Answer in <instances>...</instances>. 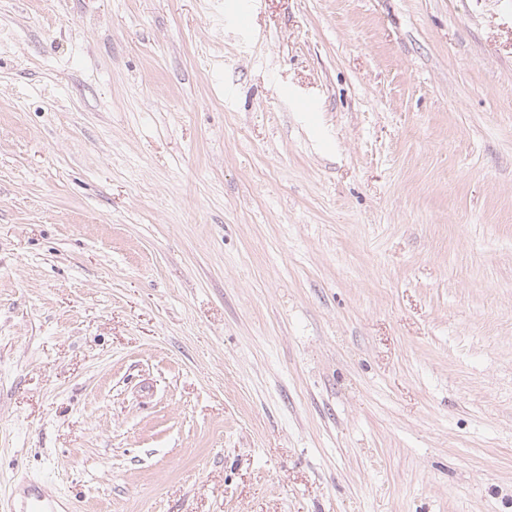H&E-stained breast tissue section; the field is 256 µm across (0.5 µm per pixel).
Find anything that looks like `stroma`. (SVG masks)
Segmentation results:
<instances>
[{"instance_id":"stroma-1","label":"stroma","mask_w":512,"mask_h":512,"mask_svg":"<svg viewBox=\"0 0 512 512\" xmlns=\"http://www.w3.org/2000/svg\"><path fill=\"white\" fill-rule=\"evenodd\" d=\"M512 512V0H0V499ZM60 499L49 486L37 482L19 483L6 501L0 499L3 512H65Z\"/></svg>"}]
</instances>
